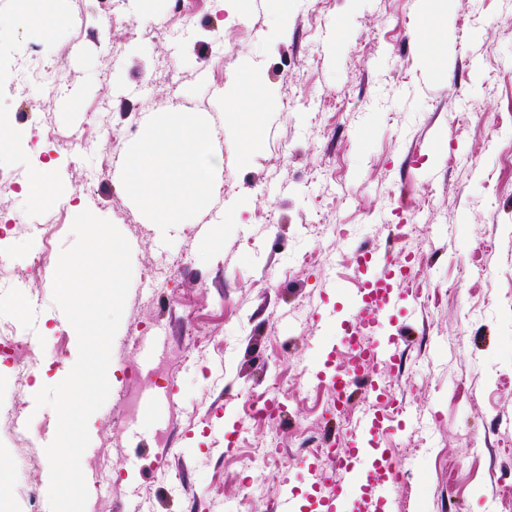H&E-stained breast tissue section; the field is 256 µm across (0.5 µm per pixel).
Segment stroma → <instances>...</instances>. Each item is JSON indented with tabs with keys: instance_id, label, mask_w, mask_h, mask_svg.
Wrapping results in <instances>:
<instances>
[{
	"instance_id": "stroma-1",
	"label": "stroma",
	"mask_w": 512,
	"mask_h": 512,
	"mask_svg": "<svg viewBox=\"0 0 512 512\" xmlns=\"http://www.w3.org/2000/svg\"><path fill=\"white\" fill-rule=\"evenodd\" d=\"M92 17L41 48L70 55L54 93L33 86L0 101L27 118L26 145L0 146L18 183L34 154L53 160L79 204L111 221L132 248V281L108 368L110 394L94 414L81 459L86 512H269L282 489L307 503L298 461L319 440L324 396L309 370L316 348L341 330L347 292L363 282L358 249L394 260L414 254L430 295L412 300L388 331L407 328L398 366L376 370L406 412L388 445L403 463L392 491L401 512H512V0H189L195 27L172 38L168 0H118L119 23L98 0H62ZM430 14L440 39L424 43ZM158 32L133 42L129 22ZM176 62L168 71V62ZM259 81L271 107L252 131L224 120L240 79ZM77 96L76 111L65 101ZM208 128L224 160L218 188L181 224L150 223L121 186L137 144L175 112ZM87 144L73 153L68 137ZM411 211L397 209L400 187ZM74 210L0 207L11 241L14 286L0 291V318L26 331L43 358L21 393L0 388V463H25L31 501L0 498V512H43L46 446L56 414L37 407L35 380H63L78 340L54 303L53 275L70 246ZM398 223L412 225L407 239ZM41 224L49 239L32 237ZM350 228L341 237L338 227ZM48 246L44 273L33 254ZM166 275L153 294L147 272ZM24 296L31 311L10 307ZM160 337L177 356L157 380L165 399L130 439L124 414L138 402L139 337ZM280 379L285 416L249 419L246 395ZM277 438L283 470L253 478L248 497L239 455ZM164 457V471L149 463Z\"/></svg>"
}]
</instances>
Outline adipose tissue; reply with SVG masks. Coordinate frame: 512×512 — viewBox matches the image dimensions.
<instances>
[{"label":"adipose tissue","instance_id":"adipose-tissue-1","mask_svg":"<svg viewBox=\"0 0 512 512\" xmlns=\"http://www.w3.org/2000/svg\"><path fill=\"white\" fill-rule=\"evenodd\" d=\"M26 2V9L13 18L16 26L40 30L49 39L67 30V15L52 8L49 0ZM269 105L262 88L247 82L240 97L227 101L224 112L228 120L250 127ZM222 164L221 155L213 151L200 125L188 121L144 145L141 160L126 173L125 188L156 223L174 224L188 209L208 198L213 190L211 175ZM19 196L32 207L66 203L72 198L71 193L59 189L55 166L50 162L22 186Z\"/></svg>","mask_w":512,"mask_h":512}]
</instances>
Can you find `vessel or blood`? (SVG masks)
<instances>
[{
	"mask_svg": "<svg viewBox=\"0 0 512 512\" xmlns=\"http://www.w3.org/2000/svg\"><path fill=\"white\" fill-rule=\"evenodd\" d=\"M362 270L365 280L349 303L352 317L336 338L337 348H353L355 355L341 365L328 355H319L312 366L317 384L349 389L369 370L402 358L404 336L386 337L382 329L385 320L403 311L411 300L397 284L403 269L386 255L370 251ZM370 393L371 402L346 421L344 446L337 451L339 465L334 477H327L313 458L302 460L311 489L312 512H341L346 505L351 512H392L389 491L399 475L400 461L394 450L387 448L386 434L402 408L378 383H371Z\"/></svg>",
	"mask_w": 512,
	"mask_h": 512,
	"instance_id": "b4317fda",
	"label": "vessel or blood"
}]
</instances>
